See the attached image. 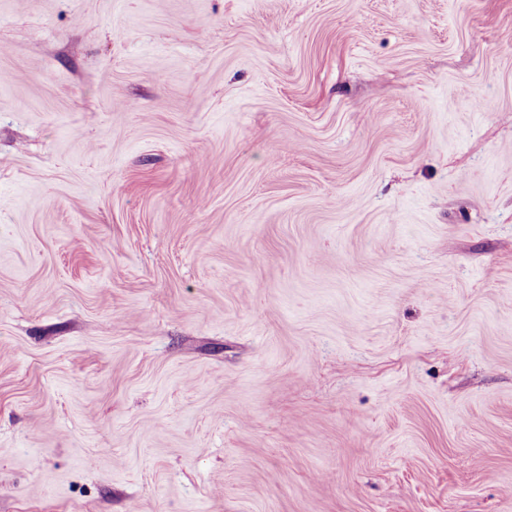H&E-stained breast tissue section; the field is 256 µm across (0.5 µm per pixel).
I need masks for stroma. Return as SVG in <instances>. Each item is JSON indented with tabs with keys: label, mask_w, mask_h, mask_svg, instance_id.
<instances>
[{
	"label": "stroma",
	"mask_w": 512,
	"mask_h": 512,
	"mask_svg": "<svg viewBox=\"0 0 512 512\" xmlns=\"http://www.w3.org/2000/svg\"><path fill=\"white\" fill-rule=\"evenodd\" d=\"M0 512H512V0H0Z\"/></svg>",
	"instance_id": "stroma-1"
}]
</instances>
